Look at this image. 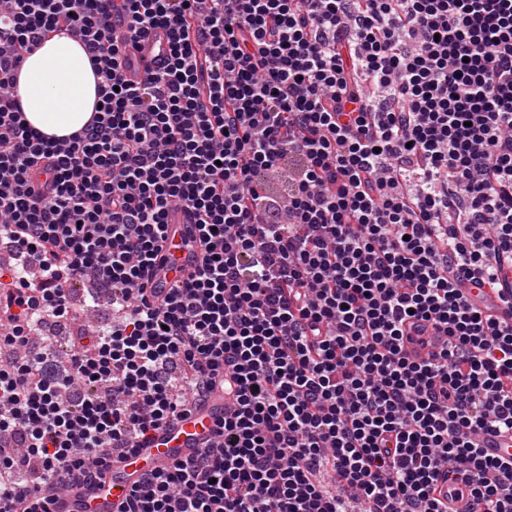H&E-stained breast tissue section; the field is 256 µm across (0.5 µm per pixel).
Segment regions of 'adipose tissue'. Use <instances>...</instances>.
<instances>
[{"instance_id": "obj_1", "label": "adipose tissue", "mask_w": 512, "mask_h": 512, "mask_svg": "<svg viewBox=\"0 0 512 512\" xmlns=\"http://www.w3.org/2000/svg\"><path fill=\"white\" fill-rule=\"evenodd\" d=\"M99 82L82 45L56 35L26 54L16 91L27 122L44 136L63 139L95 111Z\"/></svg>"}]
</instances>
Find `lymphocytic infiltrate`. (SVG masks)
I'll return each mask as SVG.
<instances>
[{"mask_svg": "<svg viewBox=\"0 0 512 512\" xmlns=\"http://www.w3.org/2000/svg\"><path fill=\"white\" fill-rule=\"evenodd\" d=\"M54 32L101 79L58 141L14 92ZM175 205L203 257L160 296ZM0 244V512L102 485L218 386L214 441L122 512H448L447 480L512 512L475 440L512 435V322L470 295L512 298V0H0ZM77 282L118 319L58 365ZM168 52V36L162 29L154 30L147 40L141 42V49L127 71L129 79L138 81L146 74L162 67Z\"/></svg>", "mask_w": 512, "mask_h": 512, "instance_id": "f902f5d3", "label": "lymphocytic infiltrate"}]
</instances>
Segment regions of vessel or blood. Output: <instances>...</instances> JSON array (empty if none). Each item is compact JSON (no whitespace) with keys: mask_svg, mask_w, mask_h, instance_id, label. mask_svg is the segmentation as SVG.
<instances>
[{"mask_svg":"<svg viewBox=\"0 0 512 512\" xmlns=\"http://www.w3.org/2000/svg\"><path fill=\"white\" fill-rule=\"evenodd\" d=\"M167 52L168 36L165 31H152L147 40L142 41L140 51L133 58L127 71L128 78L137 81L158 70ZM192 222L191 214L182 207H175L169 214L168 239L165 243L168 260L164 266L156 268L151 277V286L157 294L168 293L175 282L201 260L199 244L189 232ZM223 415V395H211L204 406L191 409L154 433L143 448L120 463L101 487L58 493L52 504L54 512H120V506L134 482L145 473L188 458L207 445ZM479 443L487 456L512 457L511 438L485 432L480 435Z\"/></svg>","mask_w":512,"mask_h":512,"instance_id":"vessel-or-blood-1","label":"vessel or blood"}]
</instances>
